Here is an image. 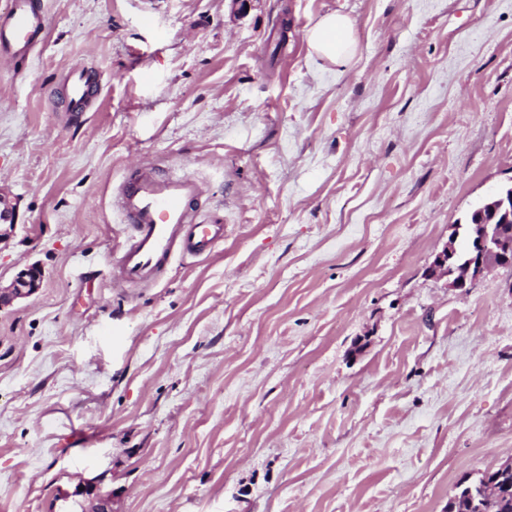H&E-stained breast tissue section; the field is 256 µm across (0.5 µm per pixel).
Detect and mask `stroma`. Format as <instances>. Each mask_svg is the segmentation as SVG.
<instances>
[{
  "label": "stroma",
  "instance_id": "obj_1",
  "mask_svg": "<svg viewBox=\"0 0 512 512\" xmlns=\"http://www.w3.org/2000/svg\"><path fill=\"white\" fill-rule=\"evenodd\" d=\"M44 4L0 67V286L43 271L0 308V512H448L512 463V268L429 273L512 182V0ZM331 12L343 66L307 44ZM143 161L224 240L118 288ZM308 46L319 58L344 65L356 48L352 20L340 13L324 15L309 31ZM100 88L99 78L95 76L92 79L87 67L75 66L71 68L64 84L65 112L73 117L88 112L91 105L96 101ZM43 281V272L38 266H29L16 275L9 288L0 289V308L10 305L16 299H24L35 294Z\"/></svg>",
  "mask_w": 512,
  "mask_h": 512
}]
</instances>
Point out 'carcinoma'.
Returning a JSON list of instances; mask_svg holds the SVG:
<instances>
[{"mask_svg":"<svg viewBox=\"0 0 512 512\" xmlns=\"http://www.w3.org/2000/svg\"><path fill=\"white\" fill-rule=\"evenodd\" d=\"M448 512H512V463L460 488L448 501Z\"/></svg>","mask_w":512,"mask_h":512,"instance_id":"obj_1","label":"carcinoma"}]
</instances>
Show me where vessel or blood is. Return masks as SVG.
I'll return each instance as SVG.
<instances>
[{"label":"vessel or blood","instance_id":"b4317fda","mask_svg":"<svg viewBox=\"0 0 512 512\" xmlns=\"http://www.w3.org/2000/svg\"><path fill=\"white\" fill-rule=\"evenodd\" d=\"M45 31L42 0H10L0 18V59L24 58ZM101 88L87 67L71 68L64 84V107L71 116L89 111ZM199 187L187 177H160L149 165L139 166L118 193L131 235L120 248L119 281L129 287L154 284L175 254L210 256L224 239V224L215 218L194 219Z\"/></svg>","mask_w":512,"mask_h":512}]
</instances>
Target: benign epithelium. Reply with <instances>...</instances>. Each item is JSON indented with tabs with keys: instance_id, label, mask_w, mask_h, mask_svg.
Wrapping results in <instances>:
<instances>
[{
	"instance_id": "7a95c632",
	"label": "benign epithelium",
	"mask_w": 512,
	"mask_h": 512,
	"mask_svg": "<svg viewBox=\"0 0 512 512\" xmlns=\"http://www.w3.org/2000/svg\"><path fill=\"white\" fill-rule=\"evenodd\" d=\"M478 210H486L496 223L472 224L468 227L474 249L472 255L457 265L451 259L457 256L455 242L441 251L435 259L434 269L452 276L449 287L462 293L468 291L471 282L492 265L512 266V184L493 189L485 199L476 205ZM43 281V272L37 266H29L16 275L8 288L0 289V308L16 299H24L35 294Z\"/></svg>"
}]
</instances>
